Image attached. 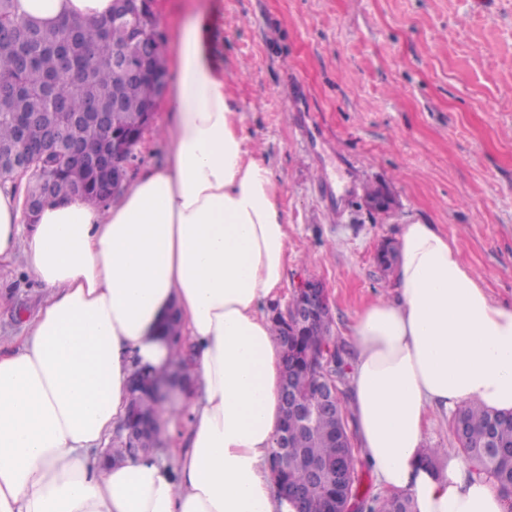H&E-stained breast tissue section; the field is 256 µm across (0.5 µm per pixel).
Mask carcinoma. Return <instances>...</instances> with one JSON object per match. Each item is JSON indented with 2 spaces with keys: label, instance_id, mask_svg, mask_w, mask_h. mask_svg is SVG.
Listing matches in <instances>:
<instances>
[{
  "label": "carcinoma",
  "instance_id": "1",
  "mask_svg": "<svg viewBox=\"0 0 512 512\" xmlns=\"http://www.w3.org/2000/svg\"><path fill=\"white\" fill-rule=\"evenodd\" d=\"M16 0H0V155L44 157L32 171L27 192L41 188L45 177L54 178L55 197L79 196L104 203L98 187V165H77L68 154L49 150L52 133L66 135L69 145L90 157H104L112 141L141 129L144 113L156 108L159 91L152 71L164 69V37L153 19L150 53L132 56L135 75L112 65L119 44L143 35L140 24L118 27L112 16L95 21L62 19L41 25L18 15ZM332 341L327 318L294 337L288 364L303 398L316 404L312 386L318 374L309 352ZM347 415L344 401L336 412L325 415L323 432L292 435L293 451L282 466V481L307 490L311 506L318 509L332 499L331 492L314 484L310 469L336 461V416ZM463 429L454 435L475 466L477 474L493 479L502 491L512 494V415L504 416L477 406L460 409ZM359 512H414L409 496L360 497Z\"/></svg>",
  "mask_w": 512,
  "mask_h": 512
}]
</instances>
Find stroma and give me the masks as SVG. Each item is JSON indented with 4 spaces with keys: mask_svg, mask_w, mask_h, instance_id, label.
Returning a JSON list of instances; mask_svg holds the SVG:
<instances>
[{
    "mask_svg": "<svg viewBox=\"0 0 512 512\" xmlns=\"http://www.w3.org/2000/svg\"><path fill=\"white\" fill-rule=\"evenodd\" d=\"M173 63L184 21L215 18L214 49L250 148L288 214V269L273 302L322 281L333 340L389 295L381 244L436 225L491 299L512 307V0H155ZM162 99L137 167L164 160ZM380 186L386 211L367 207ZM44 296L23 258L0 264V345Z\"/></svg>",
    "mask_w": 512,
    "mask_h": 512,
    "instance_id": "35a3bbf8",
    "label": "stroma"
}]
</instances>
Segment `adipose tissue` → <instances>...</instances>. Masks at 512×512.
I'll return each instance as SVG.
<instances>
[{"instance_id":"ef3b65f1","label":"adipose tissue","mask_w":512,"mask_h":512,"mask_svg":"<svg viewBox=\"0 0 512 512\" xmlns=\"http://www.w3.org/2000/svg\"><path fill=\"white\" fill-rule=\"evenodd\" d=\"M17 11L53 24L108 15L112 0ZM207 27L190 18L176 44L165 160L117 202L69 197L30 220L0 185V263L23 256L46 292L0 348V512H293L270 471L284 349L264 313L286 276L288 215ZM351 338L352 424L383 495L408 494L416 512H512L462 449L434 464L423 446L430 408L512 413V308L435 225H404L394 293L356 313ZM175 353L194 385L169 402L188 429L160 430L170 462H103L132 374Z\"/></svg>"}]
</instances>
